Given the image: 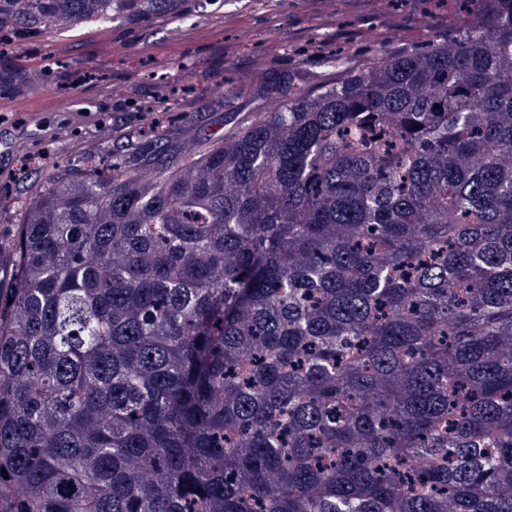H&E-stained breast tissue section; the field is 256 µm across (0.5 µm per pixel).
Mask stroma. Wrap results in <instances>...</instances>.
<instances>
[{
	"label": "stroma",
	"mask_w": 512,
	"mask_h": 512,
	"mask_svg": "<svg viewBox=\"0 0 512 512\" xmlns=\"http://www.w3.org/2000/svg\"><path fill=\"white\" fill-rule=\"evenodd\" d=\"M466 19L463 0H113L107 19L48 29L0 0V241L60 164L123 153L157 119L185 139L235 136L266 82L310 92ZM17 138L25 153L8 151Z\"/></svg>",
	"instance_id": "1"
}]
</instances>
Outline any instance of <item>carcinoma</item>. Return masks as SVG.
Returning <instances> with one entry per match:
<instances>
[{
	"label": "carcinoma",
	"mask_w": 512,
	"mask_h": 512,
	"mask_svg": "<svg viewBox=\"0 0 512 512\" xmlns=\"http://www.w3.org/2000/svg\"><path fill=\"white\" fill-rule=\"evenodd\" d=\"M469 15L148 180L36 188L0 512H512V0Z\"/></svg>",
	"instance_id": "cac0c4a2"
}]
</instances>
